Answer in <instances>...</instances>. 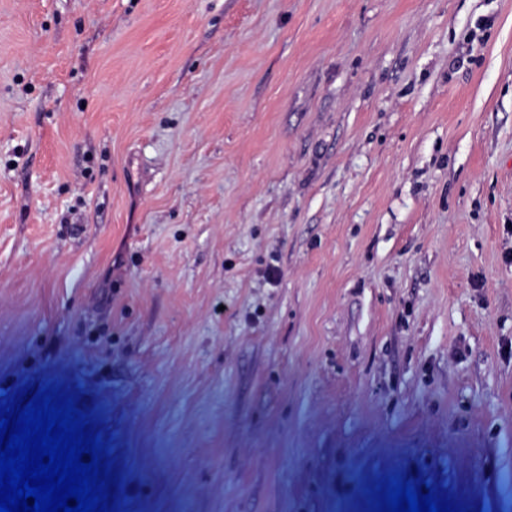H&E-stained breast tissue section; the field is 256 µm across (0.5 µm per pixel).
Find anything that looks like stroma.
<instances>
[{"mask_svg": "<svg viewBox=\"0 0 512 512\" xmlns=\"http://www.w3.org/2000/svg\"><path fill=\"white\" fill-rule=\"evenodd\" d=\"M47 383L119 512H512V0H0V395Z\"/></svg>", "mask_w": 512, "mask_h": 512, "instance_id": "stroma-1", "label": "stroma"}]
</instances>
